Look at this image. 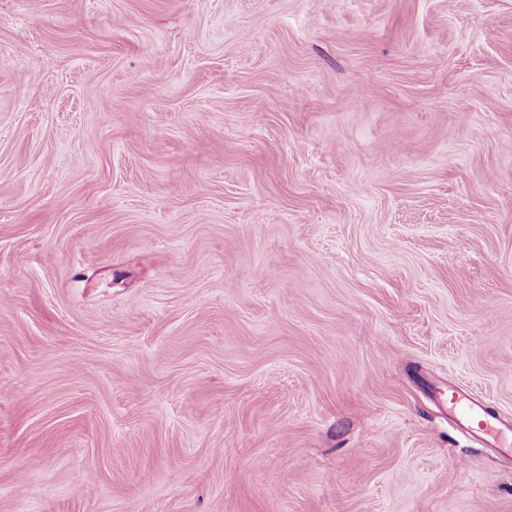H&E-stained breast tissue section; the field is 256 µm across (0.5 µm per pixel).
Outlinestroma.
Segmentation results:
<instances>
[{
	"mask_svg": "<svg viewBox=\"0 0 512 512\" xmlns=\"http://www.w3.org/2000/svg\"><path fill=\"white\" fill-rule=\"evenodd\" d=\"M512 0H0V512H512ZM450 403L453 421L460 432L474 436L480 434L494 447L510 448L508 437L510 433L512 437V426L489 414L480 403L462 391L453 393Z\"/></svg>",
	"mask_w": 512,
	"mask_h": 512,
	"instance_id": "stroma-1",
	"label": "stroma"
}]
</instances>
